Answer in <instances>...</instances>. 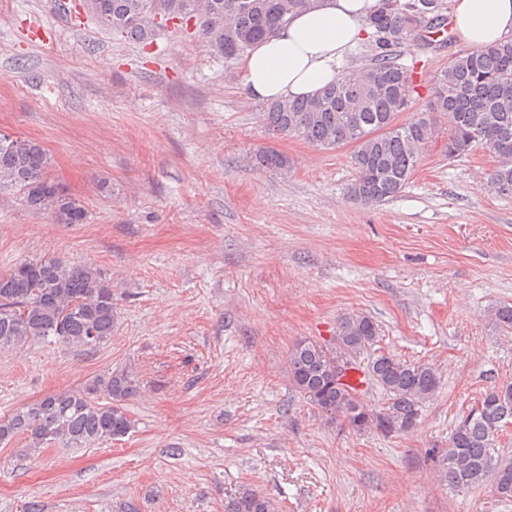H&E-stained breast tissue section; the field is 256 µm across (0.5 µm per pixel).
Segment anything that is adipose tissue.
Listing matches in <instances>:
<instances>
[{"instance_id":"ef3b65f1","label":"adipose tissue","mask_w":512,"mask_h":512,"mask_svg":"<svg viewBox=\"0 0 512 512\" xmlns=\"http://www.w3.org/2000/svg\"><path fill=\"white\" fill-rule=\"evenodd\" d=\"M379 0H317L259 42L241 62L243 83L259 102L311 98L342 74L367 39L363 20ZM451 29L479 49L512 37V0H455Z\"/></svg>"}]
</instances>
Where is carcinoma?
<instances>
[{
	"label": "carcinoma",
	"mask_w": 512,
	"mask_h": 512,
	"mask_svg": "<svg viewBox=\"0 0 512 512\" xmlns=\"http://www.w3.org/2000/svg\"><path fill=\"white\" fill-rule=\"evenodd\" d=\"M316 0H83L86 13L102 30L147 48L172 28L192 32L224 64L239 63L298 10ZM372 30L369 62L345 71L314 98L273 101L263 118L277 136L334 149L352 144L355 178L351 199L371 205L399 193L411 179L422 150L438 134L437 114H452L448 158H462L481 148L497 159L488 184L512 196V39L457 54L433 84L428 111L400 124L416 93L414 70L400 63L402 51L447 32L437 0H383L367 17ZM261 166L288 174L290 160L265 148ZM50 154L40 142L0 134V193L12 191L24 205L56 224H84L88 211L49 176ZM490 320L512 330V306L493 308ZM116 311L112 280L90 264L54 256L23 261L0 274V351L20 350L47 339L85 354L112 338ZM378 326L365 315L342 319L331 343L297 341L288 355L294 388L329 423L356 432L385 435L411 432L422 408L439 386L438 370L403 360L376 348ZM368 354L364 379L386 396L372 407L365 394L333 377L336 365ZM140 392L138 378L124 370L97 376L81 388L45 395L0 419V444L23 436L29 450L59 442L90 448L126 436L133 427L124 402ZM512 425V382L486 391L455 427L448 448L438 453L440 477L454 487L492 484L503 501H512V458L497 448ZM228 512H274L265 496L247 491Z\"/></svg>",
	"instance_id": "cac0c4a2"
}]
</instances>
